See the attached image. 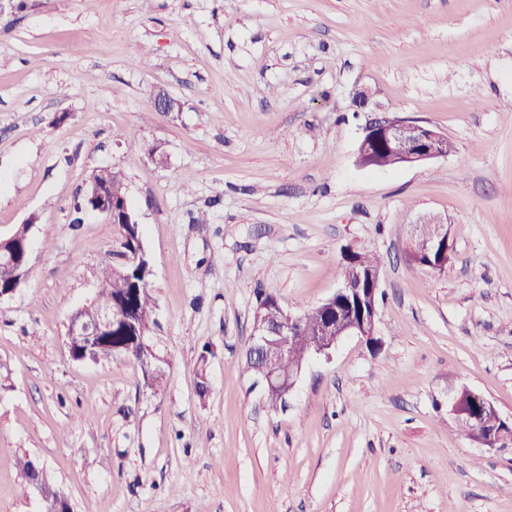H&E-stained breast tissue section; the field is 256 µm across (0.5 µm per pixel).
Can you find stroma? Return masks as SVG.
Returning a JSON list of instances; mask_svg holds the SVG:
<instances>
[{"mask_svg":"<svg viewBox=\"0 0 512 512\" xmlns=\"http://www.w3.org/2000/svg\"><path fill=\"white\" fill-rule=\"evenodd\" d=\"M361 90L455 152L359 167ZM107 167L152 270L155 392L65 345L117 238L71 206ZM426 216L440 272L404 256ZM31 217L30 276L0 300V512L40 507L21 453L73 512H512V439L448 412L467 386L512 424V0H25L0 17V238ZM362 243L380 350L344 338L269 410L246 369L259 293L316 307Z\"/></svg>","mask_w":512,"mask_h":512,"instance_id":"1","label":"stroma"}]
</instances>
